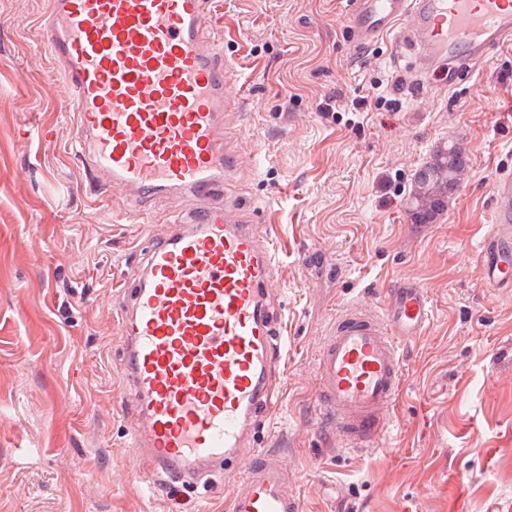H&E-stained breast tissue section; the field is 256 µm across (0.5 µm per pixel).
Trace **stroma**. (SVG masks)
<instances>
[{"mask_svg":"<svg viewBox=\"0 0 512 512\" xmlns=\"http://www.w3.org/2000/svg\"><path fill=\"white\" fill-rule=\"evenodd\" d=\"M47 0H0V512H226L228 487L152 490L118 406L114 299L128 258L174 216L121 217L125 192H79L72 104L40 36ZM210 37L244 100L241 162L224 192L278 253L284 375L260 447L301 512H512V290L477 257L491 181L512 174V48L468 73L413 84L396 36L355 46L347 0H215ZM364 106H356V99ZM331 105L332 116L320 113ZM469 167L431 224L406 201L445 144ZM431 318L402 348L405 381L380 447L341 448L316 416L317 361L350 306L394 282Z\"/></svg>","mask_w":512,"mask_h":512,"instance_id":"stroma-1","label":"stroma"}]
</instances>
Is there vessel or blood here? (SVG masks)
<instances>
[{"label":"vessel or blood","mask_w":512,"mask_h":512,"mask_svg":"<svg viewBox=\"0 0 512 512\" xmlns=\"http://www.w3.org/2000/svg\"><path fill=\"white\" fill-rule=\"evenodd\" d=\"M361 46L395 30L426 78L455 58L472 70L512 47V0H348ZM212 0H50L41 39L64 75L82 179L128 189L125 212L147 219L165 194L186 217L137 250L114 301L122 337L120 398L130 445L151 486L223 475L230 512H300L258 418L281 381L283 349L267 292L270 240L224 181L238 166L228 115L229 61L208 36ZM494 225L480 243L488 287L512 288V175L490 185ZM431 317L416 283L391 288L380 314L345 310L317 364V411L343 447H376L404 381L402 342Z\"/></svg>","instance_id":"obj_1"}]
</instances>
